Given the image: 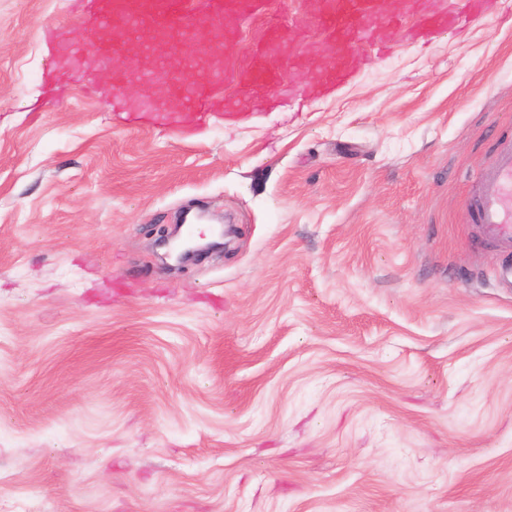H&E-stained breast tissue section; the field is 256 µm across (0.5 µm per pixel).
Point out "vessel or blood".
<instances>
[{
  "instance_id": "vessel-or-blood-1",
  "label": "vessel or blood",
  "mask_w": 512,
  "mask_h": 512,
  "mask_svg": "<svg viewBox=\"0 0 512 512\" xmlns=\"http://www.w3.org/2000/svg\"><path fill=\"white\" fill-rule=\"evenodd\" d=\"M320 26L334 41V55L325 66L311 68L309 86L312 92L325 94L348 81L365 61L359 46L372 42L374 36L392 40L397 32L395 20L407 11L415 12L414 36L426 38L449 27H458L490 12L496 0H457L455 8L432 12L427 0H308ZM72 15L85 25L117 31L118 36L91 45L90 50L112 75L99 90L103 105L116 103L124 87L134 58L126 54L128 44H138L152 55L159 69L167 71L163 83L152 78L143 80L142 106L154 113L157 121L169 130L179 131L203 120L215 108H223L225 116H241L243 110L266 97L268 90L282 82L284 70L302 66V57L288 54L287 68H273L267 63L265 49L254 54L237 53L232 38L224 40L221 66L205 67L200 78L186 83L179 75L170 74L173 57L171 47L190 41L195 18H203L226 28L233 16L255 17L268 41L279 42V21L262 13L260 0H193L185 8L184 0H71ZM236 85L245 89L246 98L233 96L216 99L214 90L220 85ZM479 224L497 246L512 253V148L502 151L482 179V189L471 210Z\"/></svg>"
}]
</instances>
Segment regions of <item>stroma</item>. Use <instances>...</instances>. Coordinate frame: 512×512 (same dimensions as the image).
I'll return each mask as SVG.
<instances>
[{"instance_id":"stroma-1","label":"stroma","mask_w":512,"mask_h":512,"mask_svg":"<svg viewBox=\"0 0 512 512\" xmlns=\"http://www.w3.org/2000/svg\"><path fill=\"white\" fill-rule=\"evenodd\" d=\"M415 21L337 92L290 73L181 139L68 53L48 92L44 33L87 26L0 0V512H512V256L468 212L512 20ZM188 211L235 234L166 266Z\"/></svg>"}]
</instances>
